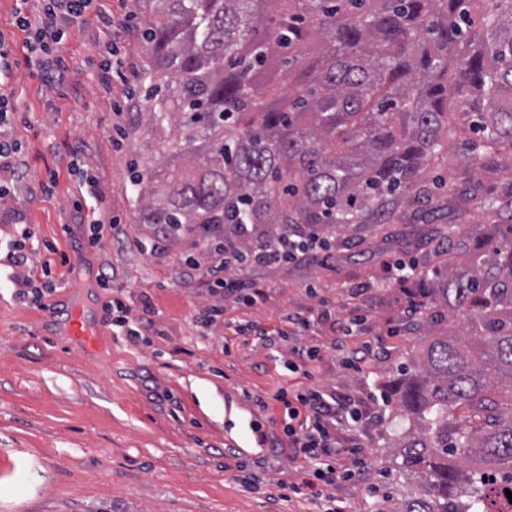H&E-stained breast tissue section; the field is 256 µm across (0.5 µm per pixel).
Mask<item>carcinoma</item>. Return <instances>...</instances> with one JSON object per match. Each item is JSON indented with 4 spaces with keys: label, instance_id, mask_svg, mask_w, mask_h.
<instances>
[{
    "label": "carcinoma",
    "instance_id": "1",
    "mask_svg": "<svg viewBox=\"0 0 512 512\" xmlns=\"http://www.w3.org/2000/svg\"><path fill=\"white\" fill-rule=\"evenodd\" d=\"M148 77L175 84L148 110L163 165L134 175L139 220L250 251L239 224L376 229L434 224L421 179L454 151L446 209L497 236L443 224L445 274L411 370L386 387L398 429L389 512H512V0H157ZM277 84L283 96L266 101ZM464 408L472 417L455 416ZM441 214H445L446 220L450 224H462L464 229H461L462 234L467 235L469 238L480 239L485 237L492 229L491 224H487L484 215L476 210H471L462 221H455L454 217L447 214L448 211L442 210Z\"/></svg>",
    "mask_w": 512,
    "mask_h": 512
}]
</instances>
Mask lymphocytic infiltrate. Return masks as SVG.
<instances>
[{"mask_svg":"<svg viewBox=\"0 0 512 512\" xmlns=\"http://www.w3.org/2000/svg\"><path fill=\"white\" fill-rule=\"evenodd\" d=\"M29 0H15L16 21L19 27L33 29L31 44L32 67L44 81L59 83L63 80V60L57 54V46L64 32V21L80 17L89 5V0H42V13L39 19H31L28 13ZM243 232L252 240L251 265L264 266L284 260L327 261L330 246L322 231L317 228L307 230L295 226L276 235H267L254 224H246ZM244 263L237 254L227 251L215 261L191 266L201 279L206 292L213 297V305L205 308L200 316L202 324L213 326L224 316L223 299H231L246 305L256 304L262 297L261 288L250 281L238 278L237 272ZM334 308L329 300H320L317 307L308 313L288 317L287 329L272 332L260 324L242 323L236 325L235 333L253 336L259 346L272 345L274 338L283 339L301 335L315 323L332 317ZM333 318V317H332ZM336 320V319H335ZM365 318L349 315L336 320L337 353L343 354L346 368L358 371L377 353L373 345H365L360 350L350 351L351 337L367 331ZM276 401L283 404L288 415L286 431L288 445L307 460L310 470L309 480L304 485H291L292 493L301 489L314 490L326 512H335L336 498L330 488L336 481L362 478L374 470L373 459L358 443L341 442L337 433L342 428L359 423L363 411L359 404L320 387L293 384L275 395Z\"/></svg>","mask_w":512,"mask_h":512,"instance_id":"obj_1","label":"lymphocytic infiltrate"}]
</instances>
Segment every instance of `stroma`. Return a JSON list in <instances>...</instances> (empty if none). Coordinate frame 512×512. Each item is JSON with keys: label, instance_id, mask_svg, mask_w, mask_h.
I'll return each mask as SVG.
<instances>
[{"label": "stroma", "instance_id": "obj_1", "mask_svg": "<svg viewBox=\"0 0 512 512\" xmlns=\"http://www.w3.org/2000/svg\"><path fill=\"white\" fill-rule=\"evenodd\" d=\"M129 17V30L108 26ZM152 12L148 0H91L82 17L65 24L58 53L66 67L61 89L42 85L29 68L31 31L21 30L15 0H0V39L11 67L0 73V98L14 107L0 125V140L14 143L25 179L0 172V512H317L288 487L303 482L307 465L290 451L258 454L250 427L283 438L284 413L274 394L291 383L316 385L367 399L397 378L425 346L423 331H400L406 298L398 287L379 288L387 263L416 258L417 287H435L441 275L438 242L430 224L396 221L363 233L331 231L326 262L302 260L243 270L265 296L247 307L225 301L224 320L209 329L197 314L212 302L200 279L184 274V259L199 252L192 236L160 240L144 253L137 241L151 234L140 223L132 192V164L155 160L147 122L142 32ZM119 61L107 74L108 56ZM99 180L102 201L83 193L84 172ZM51 189H42V182ZM101 206L119 230L103 227L95 243L75 247L67 225L78 223L76 204ZM31 237L28 287L15 280L18 224ZM50 270H42L43 260ZM116 277L109 287L84 288L101 268ZM369 283L360 297L345 285ZM337 316L355 312L372 327L354 345L370 342L384 353L361 372L344 369L330 325L305 342L324 358L310 375L288 374V343L265 349L232 324L252 321L269 330L288 315L307 313L319 298ZM121 300L132 316L154 323L140 340L114 332L105 305ZM91 311L106 347L95 352L66 333L74 306ZM269 409L256 406V398ZM390 407H368L343 434L361 443L376 464L375 488L337 482L344 512H381L389 492Z\"/></svg>", "mask_w": 512, "mask_h": 512}]
</instances>
